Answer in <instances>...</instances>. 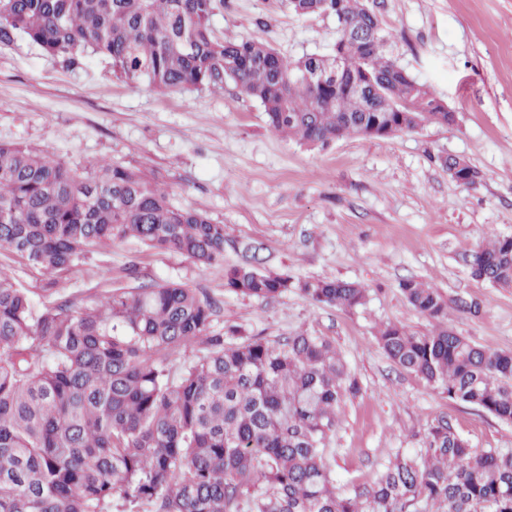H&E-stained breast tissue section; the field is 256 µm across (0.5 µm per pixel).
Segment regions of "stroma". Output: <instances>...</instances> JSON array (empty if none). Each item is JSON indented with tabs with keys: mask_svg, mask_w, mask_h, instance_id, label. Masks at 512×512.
I'll return each instance as SVG.
<instances>
[{
	"mask_svg": "<svg viewBox=\"0 0 512 512\" xmlns=\"http://www.w3.org/2000/svg\"><path fill=\"white\" fill-rule=\"evenodd\" d=\"M383 24L394 55L458 112L457 125L312 149L272 133L259 103L230 81L162 93L117 79L98 57L70 72L24 40L0 51V141L49 149L77 171L105 158L155 174L175 205L224 226L223 264L201 270L127 239L58 277V293L84 302L111 286L134 287L124 273L133 261L145 279L196 288L246 335L278 339L303 328L333 341L360 386L340 405L324 449L342 495L373 484L395 453L419 454L441 419L475 453L512 451V422L449 401L374 339L387 322L432 331L398 287L415 279L447 297L449 328L512 351V290L476 281L466 265L477 246L512 235V0H386ZM214 26L290 58L329 53L336 39L333 17L295 16L285 0H224ZM446 155L465 157L482 182H454L437 162ZM248 244L262 269L358 282L367 302L344 310L295 289L266 301L228 293L224 268ZM470 297L483 304L479 317L455 306Z\"/></svg>",
	"mask_w": 512,
	"mask_h": 512,
	"instance_id": "1",
	"label": "stroma"
}]
</instances>
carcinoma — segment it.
<instances>
[{"label":"carcinoma","mask_w":512,"mask_h":512,"mask_svg":"<svg viewBox=\"0 0 512 512\" xmlns=\"http://www.w3.org/2000/svg\"><path fill=\"white\" fill-rule=\"evenodd\" d=\"M287 2L300 17L336 18L333 53L290 59L262 40H226L213 25L224 0H0V49L25 38L71 70L102 57L116 77L158 92L229 80L271 130L309 147L458 123L390 50L385 0ZM437 161L462 185L483 179L463 157ZM130 238L201 270L224 261V225L173 204L154 175L106 159L79 174L45 149L0 142V250L49 278L37 309L0 271V512H110L116 496L150 512H412L419 501L512 512V452L475 454L446 421L374 485L337 494L325 440L360 387L323 336H242L185 283L110 288L84 303L51 289L102 244ZM468 263L472 277L512 289V236ZM224 288L257 300L295 288L345 310L367 298L356 282L296 281L248 257L224 269ZM400 290L436 329L382 325L387 357L449 400L512 422V351L449 329L437 289L406 279ZM189 350L195 359L174 373L170 357Z\"/></svg>","instance_id":"1"}]
</instances>
